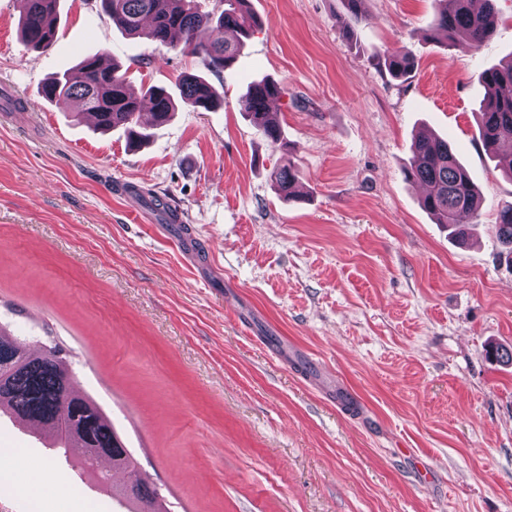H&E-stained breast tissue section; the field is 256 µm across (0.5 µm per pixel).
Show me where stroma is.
<instances>
[{"label": "stroma", "instance_id": "1", "mask_svg": "<svg viewBox=\"0 0 512 512\" xmlns=\"http://www.w3.org/2000/svg\"><path fill=\"white\" fill-rule=\"evenodd\" d=\"M231 69L124 35L100 0H60L57 38L0 0V322L64 347L172 512H512V261L494 223L512 180L484 150L483 69L512 61V0L474 52L430 30L433 0H251ZM416 60L393 78L383 56ZM136 93L193 73L224 104L178 107L131 146L43 83L89 53ZM284 89L266 139L239 107ZM448 138L482 196L457 246L402 169ZM291 159L298 196L271 172ZM355 395L348 411L337 386ZM13 512H119L0 419Z\"/></svg>", "mask_w": 512, "mask_h": 512}]
</instances>
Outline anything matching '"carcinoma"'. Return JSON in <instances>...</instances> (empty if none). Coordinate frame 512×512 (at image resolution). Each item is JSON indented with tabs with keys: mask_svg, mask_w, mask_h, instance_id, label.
I'll use <instances>...</instances> for the list:
<instances>
[{
	"mask_svg": "<svg viewBox=\"0 0 512 512\" xmlns=\"http://www.w3.org/2000/svg\"><path fill=\"white\" fill-rule=\"evenodd\" d=\"M58 0H19L22 38L37 49L55 41ZM198 0H101L112 22L125 34L148 37L162 45L181 47L202 58L205 66L220 73L237 61L242 42L220 40L217 29H232L240 38L250 35L259 24L249 0H217L219 13L202 11ZM434 30L453 45L475 52L493 33L492 18L498 0H483L476 10L472 0H439ZM384 65L396 76L415 68L414 58L402 49L384 55ZM478 80L486 90L481 112L480 136L485 150L497 158L498 167L512 177V152L501 144L512 142V63L481 71ZM174 96L163 87L150 86L139 97L134 94L120 66L102 65V54L84 57L72 70L51 77L42 88L43 96L78 100L83 110L96 114V127H123L139 140L148 134L135 130L142 103L149 102L155 121L164 122L175 109L174 98L193 108L208 109L224 100V87L196 76L185 75ZM279 84L262 79L250 84L240 101L255 128L270 141L281 139V131L267 120L273 101L281 96ZM406 177L426 186L423 207L437 223L448 225L455 242L464 244L470 225L478 223L480 195L466 167L451 144L428 133L418 134L411 157L404 167ZM280 195L295 197L297 172L288 162L272 172ZM499 243L512 249V204L501 207L495 222ZM10 413L46 432L54 447L76 451L73 464L85 476L103 479L112 498L127 503V512H169L164 496L149 485L137 468L133 452L112 423L104 406L90 393L74 390V373L68 353L58 345L40 351L17 341L8 326L0 323V414ZM112 466H102V458Z\"/></svg>",
	"mask_w": 512,
	"mask_h": 512,
	"instance_id": "carcinoma-1",
	"label": "carcinoma"
}]
</instances>
